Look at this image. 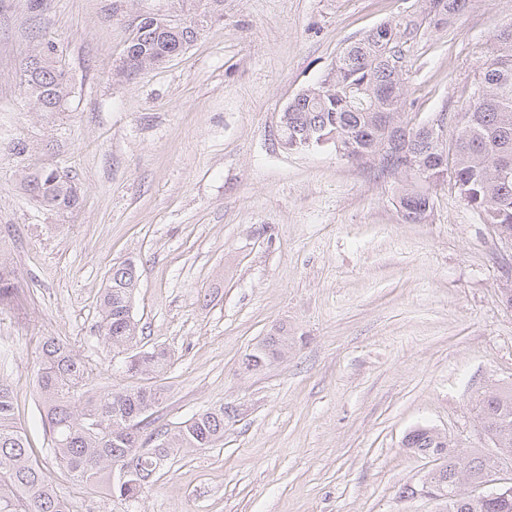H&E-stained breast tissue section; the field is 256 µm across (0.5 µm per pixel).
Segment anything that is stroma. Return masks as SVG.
<instances>
[{
    "instance_id": "obj_1",
    "label": "stroma",
    "mask_w": 512,
    "mask_h": 512,
    "mask_svg": "<svg viewBox=\"0 0 512 512\" xmlns=\"http://www.w3.org/2000/svg\"><path fill=\"white\" fill-rule=\"evenodd\" d=\"M419 0H0V256L21 291L0 306V373L40 460L38 341L68 340L99 387L136 378L96 328L114 265L139 267L133 314L170 364L154 425L229 407L224 438L165 461L138 499L61 480L71 512H437L421 486L434 459L404 448L418 425L457 448H495L475 404L512 384V249L452 180L404 223L396 180L327 148L288 151V103L364 31ZM140 15L201 16L179 55L138 75L120 60ZM512 0H470L410 45L403 110L432 122L468 105ZM53 44L72 85L38 112L20 78ZM24 145L16 153V145ZM69 171L80 204L55 212L25 192ZM287 328L283 360L244 366Z\"/></svg>"
}]
</instances>
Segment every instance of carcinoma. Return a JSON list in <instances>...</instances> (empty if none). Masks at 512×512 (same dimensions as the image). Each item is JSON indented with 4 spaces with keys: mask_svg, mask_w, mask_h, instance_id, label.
I'll list each match as a JSON object with an SVG mask.
<instances>
[{
    "mask_svg": "<svg viewBox=\"0 0 512 512\" xmlns=\"http://www.w3.org/2000/svg\"><path fill=\"white\" fill-rule=\"evenodd\" d=\"M421 17H403L389 23L391 37L376 38L372 31L347 44L336 56L330 72L305 90L301 104L288 113L280 137L290 150L329 146L350 161H371L382 146L396 148L423 162L425 179L401 173L383 163L378 174L398 179V203L408 215L405 222L419 224L430 210V189L439 184L442 154L453 164L457 193L466 205L478 209L498 236L512 238V26L493 37V49L479 72L482 90L457 113L456 132L448 148L429 138L420 126L404 121V78L393 76L391 64L402 59L401 48L416 39L423 24L439 27L468 6V0H421ZM174 38L146 36L135 47L143 58H154L158 48ZM29 90V105L40 112H60L70 88L55 48L48 44L31 55L22 67ZM40 205L58 212L79 205L74 180L56 181L46 171L25 185ZM139 279L135 265L112 268L99 298L97 329L104 343L122 355L126 372L144 381L128 388L97 387L89 369L69 344L55 336L40 341L41 360L37 390L50 433V453L61 474L86 492L101 491L119 500L138 497L143 485L162 461L180 448H207L224 439V407L196 414L170 434L151 428V411L159 404L155 385L170 363L159 348H138V323L123 316L133 300ZM15 271L0 259V305L17 295ZM292 337L283 329L264 337L246 356V365L260 370L279 353H288ZM477 418L489 435L497 455L480 450L458 451L447 436L428 425H418L405 436L404 446L435 459L440 465L422 483L427 493L443 505L442 512H512V493L501 497H475L468 486L486 480L499 464L512 460V387L494 386L476 403ZM160 440L143 451L144 444ZM57 479L38 461L25 430L14 412V391L0 375V512H70L56 491Z\"/></svg>",
    "mask_w": 512,
    "mask_h": 512,
    "instance_id": "1",
    "label": "carcinoma"
}]
</instances>
